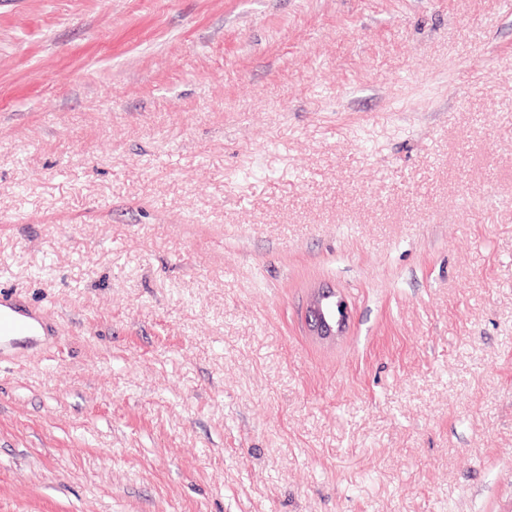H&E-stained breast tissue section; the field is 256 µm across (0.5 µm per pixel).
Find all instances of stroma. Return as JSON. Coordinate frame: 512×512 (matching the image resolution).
<instances>
[{"mask_svg": "<svg viewBox=\"0 0 512 512\" xmlns=\"http://www.w3.org/2000/svg\"><path fill=\"white\" fill-rule=\"evenodd\" d=\"M0 301V512H512V0H0ZM306 323L313 336H342L349 320L348 306L332 288H318L306 311ZM0 313L4 318L17 319L22 322L3 320L0 317V338L6 336H17L25 335L29 329L26 324L30 327V333L26 336H17V338H31L40 339L43 336V329L39 323L29 318L24 317L17 311L11 309L8 306L0 307ZM24 322V323H23ZM26 323V324H25Z\"/></svg>", "mask_w": 512, "mask_h": 512, "instance_id": "obj_1", "label": "stroma"}]
</instances>
